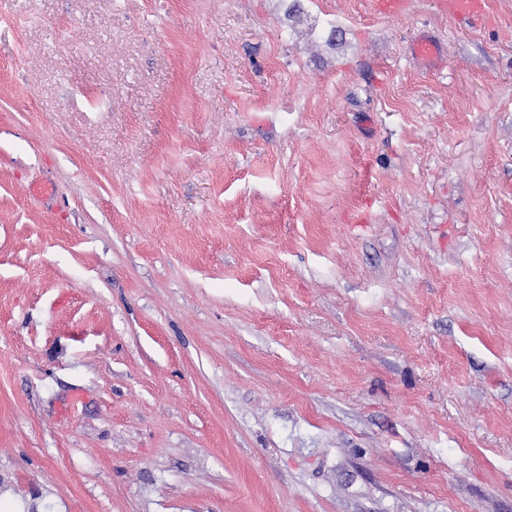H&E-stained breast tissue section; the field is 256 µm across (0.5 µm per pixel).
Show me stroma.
I'll list each match as a JSON object with an SVG mask.
<instances>
[{
	"label": "stroma",
	"mask_w": 512,
	"mask_h": 512,
	"mask_svg": "<svg viewBox=\"0 0 512 512\" xmlns=\"http://www.w3.org/2000/svg\"><path fill=\"white\" fill-rule=\"evenodd\" d=\"M301 4L0 17V512H512V0ZM487 0H448V15L459 25L479 29L488 24Z\"/></svg>",
	"instance_id": "obj_1"
}]
</instances>
